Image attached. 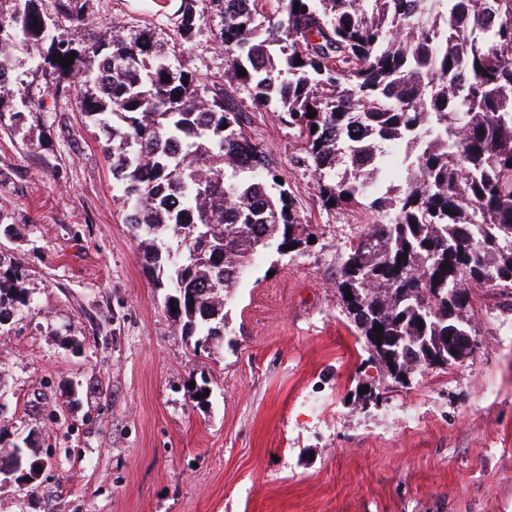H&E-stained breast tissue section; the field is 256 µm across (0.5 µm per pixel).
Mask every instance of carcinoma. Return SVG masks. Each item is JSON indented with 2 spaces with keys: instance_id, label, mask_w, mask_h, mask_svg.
<instances>
[{
  "instance_id": "1",
  "label": "carcinoma",
  "mask_w": 512,
  "mask_h": 512,
  "mask_svg": "<svg viewBox=\"0 0 512 512\" xmlns=\"http://www.w3.org/2000/svg\"><path fill=\"white\" fill-rule=\"evenodd\" d=\"M8 2L0 70L26 46L54 92L82 78L79 109L112 140L103 152L127 222L156 284L173 290L167 311L183 334L224 335V296L252 256L274 241L307 246L313 235L287 190L269 192L278 174L230 93L240 87L254 111L287 114L323 206L373 217L336 288L388 376L456 363L449 327L470 336L472 326L464 308L452 311L449 291L512 290V0H280L281 17L264 25L259 0H216L212 36L226 68L210 88L172 63L200 29L199 0H182L171 40L92 31L78 45L54 31L85 25L88 0H53L51 13L43 0ZM72 52L69 67L53 59ZM34 105L32 93L18 99L0 86V126ZM400 143L413 157L391 196L378 163ZM20 279L0 264V326L31 312ZM10 452L23 458L14 481L37 489L30 448L0 445Z\"/></svg>"
}]
</instances>
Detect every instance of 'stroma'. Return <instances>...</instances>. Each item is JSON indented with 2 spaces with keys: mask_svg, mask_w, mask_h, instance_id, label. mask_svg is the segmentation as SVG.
Masks as SVG:
<instances>
[{
  "mask_svg": "<svg viewBox=\"0 0 512 512\" xmlns=\"http://www.w3.org/2000/svg\"><path fill=\"white\" fill-rule=\"evenodd\" d=\"M179 5L90 0L86 28L170 38ZM199 9L181 55L209 85L219 12ZM235 99L317 240L258 250L207 353L168 316L74 97L0 128V262L34 306L0 327V442L35 434L44 464L32 492L0 475V512H512V298L472 288L473 357L387 376L336 288L370 216L323 207L286 114Z\"/></svg>",
  "mask_w": 512,
  "mask_h": 512,
  "instance_id": "1",
  "label": "stroma"
}]
</instances>
